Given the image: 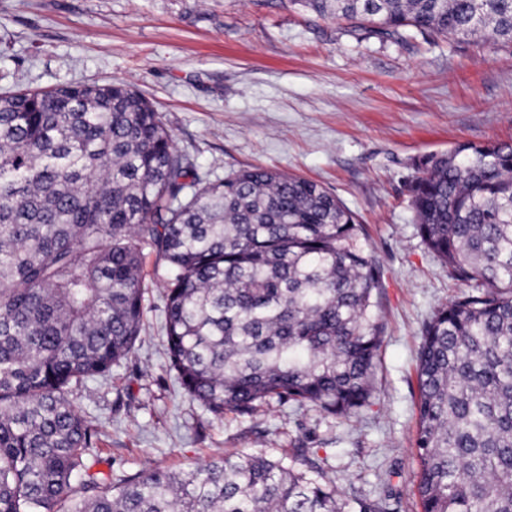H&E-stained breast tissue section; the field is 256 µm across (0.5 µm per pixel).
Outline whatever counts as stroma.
Returning <instances> with one entry per match:
<instances>
[{"mask_svg": "<svg viewBox=\"0 0 512 512\" xmlns=\"http://www.w3.org/2000/svg\"><path fill=\"white\" fill-rule=\"evenodd\" d=\"M116 80L153 103L210 180L278 169L356 213L382 273L383 344L374 398L352 419L274 401L218 420L168 370L164 298L149 286L134 354L72 396L103 427L99 470L314 448L349 501L420 512V330L468 286L422 243L407 184L422 156L512 140V47L393 40L289 0H0V93Z\"/></svg>", "mask_w": 512, "mask_h": 512, "instance_id": "1", "label": "stroma"}]
</instances>
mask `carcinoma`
<instances>
[{
	"label": "carcinoma",
	"mask_w": 512,
	"mask_h": 512,
	"mask_svg": "<svg viewBox=\"0 0 512 512\" xmlns=\"http://www.w3.org/2000/svg\"><path fill=\"white\" fill-rule=\"evenodd\" d=\"M403 39L512 47V0H291ZM418 234L470 290L418 355L421 512H512V142L415 163ZM355 214L261 167L204 178L125 83L0 94V512H350L308 448L187 471L94 470L73 388L135 350L146 259L183 393L215 418L276 399L349 419L382 346L381 272Z\"/></svg>",
	"instance_id": "cac0c4a2"
}]
</instances>
